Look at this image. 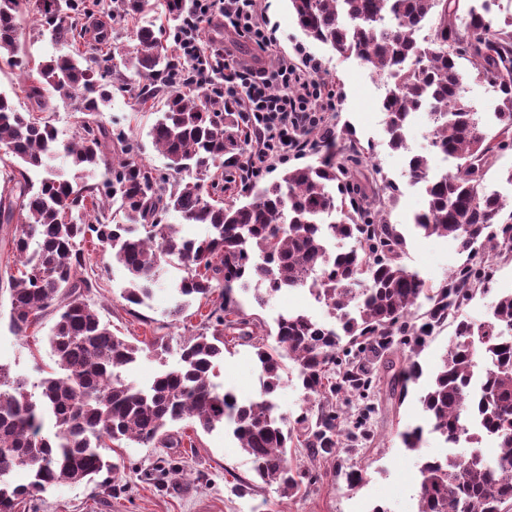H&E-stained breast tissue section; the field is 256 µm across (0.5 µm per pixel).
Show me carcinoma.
Masks as SVG:
<instances>
[{
  "mask_svg": "<svg viewBox=\"0 0 512 512\" xmlns=\"http://www.w3.org/2000/svg\"><path fill=\"white\" fill-rule=\"evenodd\" d=\"M87 0H0V58L13 68L27 66L20 38L23 17L40 16L58 40L76 41ZM120 17L137 20L132 50L121 64L99 51L51 56L38 65V78L23 86L22 109L0 91V147L16 160L10 186L0 192V224H15L12 249L22 266L9 278L10 326L24 336L50 313L56 320L47 342L54 368L36 383L0 364V512H15L24 500L52 486L91 483L111 475L118 464L103 449L114 441L178 448L184 433L172 427L193 421L209 433L232 427L249 456L255 477L290 497L306 473L288 462L287 449L303 448L311 459L357 452L363 437L345 428L344 393L368 392L378 378L380 352L395 336L420 343L462 301L491 292V277L479 248L512 249V203L486 191L484 168L504 140L512 138V13L498 23L489 12L464 0H288L305 36L342 57L355 55L386 78L382 107L388 144L405 148L411 113L429 110L433 148L461 161L456 171L429 178V160L409 158V173L424 186L428 207L415 218L425 236L450 238L469 264L437 291L398 262L400 234L376 214L355 204L360 187L350 168L362 166L351 151L336 161L324 145L315 165L287 169L249 201L224 205L202 183L211 169L238 156L239 127L224 111V98L154 80L182 68L162 44L163 29L147 18L152 0H113ZM168 25L178 26L186 0L160 3ZM429 37L417 33L428 17ZM484 40L470 42V34ZM468 58L476 79L496 100L498 133L488 138L481 115L467 100L458 60ZM130 80L145 84L155 107L149 130L168 169L194 177L168 182L136 159L137 141L92 115L111 100L112 90ZM72 102L84 114L74 137L60 144L49 112L48 92ZM117 141L125 158L112 165L106 145ZM70 160L69 177L50 162ZM183 224H206L203 238L180 235L167 224L170 213ZM499 229H492L493 225ZM98 241L126 271L122 298L140 305L167 267L185 271L176 286L180 300L164 312L176 322L190 300L210 305L207 329L178 344L179 364L161 371L144 387L123 373L142 357L163 360L172 349L165 336L137 343L115 335L87 300L97 279L82 275L90 254L81 243ZM256 280L263 305L286 288H307L336 319L325 325L305 314H282L274 344L254 341L240 316L236 285ZM429 309L420 324L412 311L420 298ZM253 343L262 386L258 398L243 401L220 392L211 372L224 358V331ZM298 372L305 400L316 403L295 418L276 413L271 396L280 387L285 361ZM422 369L403 363L392 375L398 396ZM426 418L445 444L496 439V454L479 448L469 455L426 456L420 466L418 512H482L512 505V292L493 297L482 321H457L454 338L421 397ZM424 428L401 434L405 448L420 451ZM30 473L14 484L10 468Z\"/></svg>",
  "mask_w": 512,
  "mask_h": 512,
  "instance_id": "obj_1",
  "label": "carcinoma"
}]
</instances>
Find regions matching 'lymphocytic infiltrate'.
I'll return each mask as SVG.
<instances>
[{
  "mask_svg": "<svg viewBox=\"0 0 512 512\" xmlns=\"http://www.w3.org/2000/svg\"><path fill=\"white\" fill-rule=\"evenodd\" d=\"M263 10L261 0H192L172 32L183 63L180 80L191 88L223 93L225 104L242 113L244 138L257 144L239 163L250 180L260 178L271 161L284 163L304 151L309 133L323 127L326 113L336 109V93L317 78L313 57L296 62L284 56L269 69L205 44L202 32L217 19L259 52L270 51L276 38L261 20Z\"/></svg>",
  "mask_w": 512,
  "mask_h": 512,
  "instance_id": "lymphocytic-infiltrate-1",
  "label": "lymphocytic infiltrate"
}]
</instances>
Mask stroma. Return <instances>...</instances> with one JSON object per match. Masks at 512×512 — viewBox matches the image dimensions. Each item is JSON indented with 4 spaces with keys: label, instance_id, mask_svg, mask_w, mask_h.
I'll return each mask as SVG.
<instances>
[{
    "label": "stroma",
    "instance_id": "1",
    "mask_svg": "<svg viewBox=\"0 0 512 512\" xmlns=\"http://www.w3.org/2000/svg\"><path fill=\"white\" fill-rule=\"evenodd\" d=\"M268 2L265 19L276 31L280 51L295 59L305 55L319 59L320 78L336 92L337 109L329 113L328 122L336 138L337 151L354 146L363 149L372 165L392 185V192L383 196L381 208L386 223L392 224L404 238L400 264L417 273L430 288L445 286L451 273L466 265L467 257L448 238L425 237L416 232L414 216L422 210L424 196L420 185L407 172L408 156L412 153L428 156L432 174H442L446 166L442 157L433 153L426 137L427 113H415L406 133L407 151L391 150L379 101L382 92L379 75L357 58L339 56L308 39L297 25L288 0ZM97 23L111 28L112 50L131 46L136 23L113 18L112 0H101L100 5L90 8L84 26L89 29ZM24 27L22 42L35 65L53 53L70 54L79 49L92 54L97 50L95 43L86 39L76 45L52 41L48 28L34 17L27 18ZM138 94L139 87L135 84L126 91L113 93L110 104L102 112V121L136 138L144 163L165 169L166 160L148 135L155 114L149 107L137 104ZM11 231V225L0 224V364L35 381L41 372L53 366L47 343L49 327L45 324L30 327L23 337L14 335L9 327L8 279L17 268L11 246L2 244L1 239ZM87 249L91 265L99 275V286L89 300L116 335L131 341L164 336L176 344L202 332L203 316L209 310L203 302L192 301L175 324H168L163 316L174 300L171 285L181 278V270L169 268L162 285L154 288L145 303L132 305L121 297L125 275L113 266L109 250L97 243L88 244ZM255 288V283L249 282L235 289L240 315L249 321L254 336L261 338L269 334L279 313L286 310L306 313L324 323L330 320L326 307L317 303L307 289L280 292L261 306L253 298ZM455 327V319H447L434 329L417 352L404 349L396 353V360L414 358L423 371L422 379L409 384L405 397L392 396L390 375L380 371L371 398L373 410L366 421L368 436L354 460L312 463L303 449H289L290 462L311 469L317 477L316 483L308 486L303 495L288 498L275 488L257 483L250 458L230 433L218 428L198 433L190 448L112 447L107 455L118 463L119 469L108 485L54 487L27 503L21 512H252L257 505L262 512H373L379 505L387 507L389 512H416L420 457L445 455L448 447L437 434L428 432L421 453L415 454L403 447L400 434L407 428L426 425L419 398L428 376L446 352ZM212 381L218 390H233L243 399L255 397L260 391V368L254 347L237 342L226 345L224 359L217 365ZM163 460L180 465L182 471L168 477L161 487L145 480L144 475ZM351 466L362 475L352 486L347 485L342 475ZM243 481L248 482V489L242 495H235L233 486Z\"/></svg>",
    "mask_w": 512,
    "mask_h": 512
}]
</instances>
